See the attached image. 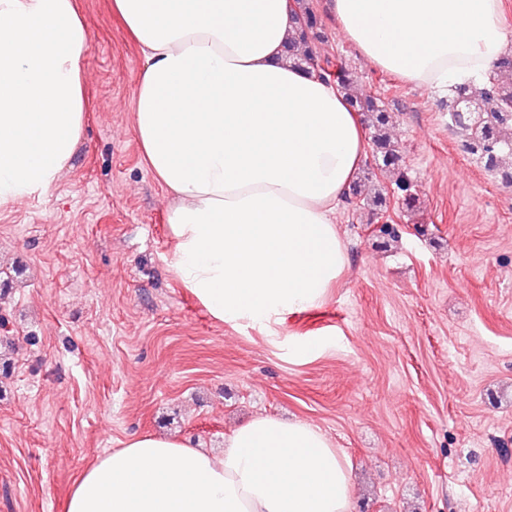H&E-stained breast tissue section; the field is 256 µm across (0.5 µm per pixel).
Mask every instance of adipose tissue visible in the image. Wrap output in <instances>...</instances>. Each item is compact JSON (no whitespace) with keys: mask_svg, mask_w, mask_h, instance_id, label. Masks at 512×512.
Segmentation results:
<instances>
[{"mask_svg":"<svg viewBox=\"0 0 512 512\" xmlns=\"http://www.w3.org/2000/svg\"><path fill=\"white\" fill-rule=\"evenodd\" d=\"M146 62L134 131L174 198L172 264L221 321L318 304L346 262L336 212L366 151L334 85L289 67L292 0H113ZM382 71L447 92L512 51L503 0H327ZM90 48L75 0H0V205L54 185L83 131ZM67 512H351L350 475L318 429L273 416L220 455L135 436L99 456Z\"/></svg>","mask_w":512,"mask_h":512,"instance_id":"1","label":"adipose tissue"}]
</instances>
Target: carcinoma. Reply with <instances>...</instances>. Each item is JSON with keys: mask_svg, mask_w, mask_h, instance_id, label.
Segmentation results:
<instances>
[{"mask_svg": "<svg viewBox=\"0 0 512 512\" xmlns=\"http://www.w3.org/2000/svg\"><path fill=\"white\" fill-rule=\"evenodd\" d=\"M297 26L285 50V62L308 74L319 66L320 77L332 78L339 91L346 95L350 106L361 113L372 130V157L376 166L396 169L401 157L386 132L389 115L380 98L357 88V79L340 61L323 56L317 44L323 43L322 31L315 14L309 7L295 11ZM512 98V54L503 56L488 79L479 85L458 84L448 90V115H453L458 100L463 99L471 112L465 133L467 146L484 167L501 176L502 183L512 186V127L503 122L512 117V109L504 106L502 98ZM350 196L358 207L372 211L386 208V197L379 192L372 197L363 195L361 185H352Z\"/></svg>", "mask_w": 512, "mask_h": 512, "instance_id": "obj_1", "label": "carcinoma"}]
</instances>
